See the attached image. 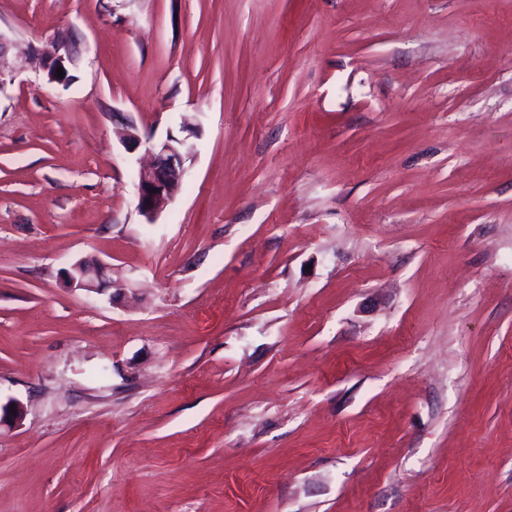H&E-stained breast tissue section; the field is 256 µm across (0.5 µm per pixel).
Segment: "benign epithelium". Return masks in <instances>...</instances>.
I'll list each match as a JSON object with an SVG mask.
<instances>
[{"label": "benign epithelium", "mask_w": 512, "mask_h": 512, "mask_svg": "<svg viewBox=\"0 0 512 512\" xmlns=\"http://www.w3.org/2000/svg\"><path fill=\"white\" fill-rule=\"evenodd\" d=\"M11 40L0 32V91L15 81L22 70L19 60L10 54ZM43 70L48 81L59 82L57 69L62 74L78 64L75 45L65 35H55L46 40L38 49ZM119 139L127 149L142 144L139 128L129 120L120 122ZM152 159L137 172L138 209L148 219H154L179 194L182 178L185 176L186 162L192 149L185 139L170 135L166 140L149 147ZM69 287L85 292L89 297L101 295L112 284V265L98 259H81L75 262L66 273ZM23 417V407L17 401L0 407V425L6 421L18 422Z\"/></svg>", "instance_id": "1"}]
</instances>
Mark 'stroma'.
Segmentation results:
<instances>
[{
	"mask_svg": "<svg viewBox=\"0 0 512 512\" xmlns=\"http://www.w3.org/2000/svg\"><path fill=\"white\" fill-rule=\"evenodd\" d=\"M0 512H512V0H0ZM190 125L174 201L144 149ZM112 266L122 294L66 272ZM11 40L0 31V91L15 81L22 70L19 60L10 54ZM43 70L48 81L64 82L69 71L78 64V54L75 45L65 35H55L46 40L38 49ZM57 68H62L64 78L57 76ZM148 150L152 159L137 172L138 209L152 222L179 194L192 149L187 139L170 135ZM69 288L85 292L89 297L101 295L111 286L112 266L98 259H81L66 273Z\"/></svg>",
	"mask_w": 512,
	"mask_h": 512,
	"instance_id": "stroma-1",
	"label": "stroma"
}]
</instances>
